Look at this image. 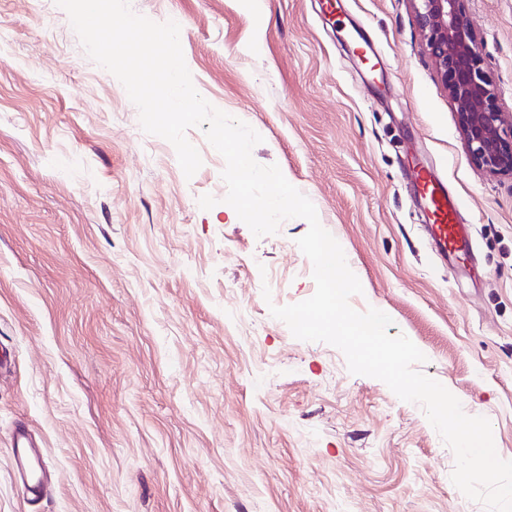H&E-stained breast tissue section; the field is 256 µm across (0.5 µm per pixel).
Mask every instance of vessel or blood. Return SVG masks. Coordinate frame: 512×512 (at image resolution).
I'll return each instance as SVG.
<instances>
[{
    "label": "vessel or blood",
    "instance_id": "vessel-or-blood-1",
    "mask_svg": "<svg viewBox=\"0 0 512 512\" xmlns=\"http://www.w3.org/2000/svg\"><path fill=\"white\" fill-rule=\"evenodd\" d=\"M410 177L425 202L431 235L439 249L457 258H466L468 229L458 224L456 204L449 198L445 183L418 162L411 166ZM12 454L16 466L15 475L24 483L30 498L37 500L44 497L47 484L41 458L27 427L16 428Z\"/></svg>",
    "mask_w": 512,
    "mask_h": 512
}]
</instances>
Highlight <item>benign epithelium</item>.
<instances>
[{"label":"benign epithelium","mask_w":512,"mask_h":512,"mask_svg":"<svg viewBox=\"0 0 512 512\" xmlns=\"http://www.w3.org/2000/svg\"><path fill=\"white\" fill-rule=\"evenodd\" d=\"M409 2L470 161L486 172L512 175V113L500 109L497 86L484 68L479 33L464 0Z\"/></svg>","instance_id":"benign-epithelium-1"}]
</instances>
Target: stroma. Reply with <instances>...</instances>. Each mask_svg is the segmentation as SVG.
Here are the masks:
<instances>
[{
	"label": "stroma",
	"instance_id": "stroma-1",
	"mask_svg": "<svg viewBox=\"0 0 512 512\" xmlns=\"http://www.w3.org/2000/svg\"><path fill=\"white\" fill-rule=\"evenodd\" d=\"M130 0L180 25L198 93L263 138L419 372L487 418L512 460V177L474 166L409 0ZM512 113V0H466ZM185 177L56 0H0V512H489L451 481L421 405L295 338L305 219L256 237L223 157ZM433 163L473 236L441 260L407 177ZM280 287L263 295V272ZM52 473L30 500L12 434Z\"/></svg>",
	"mask_w": 512,
	"mask_h": 512
}]
</instances>
